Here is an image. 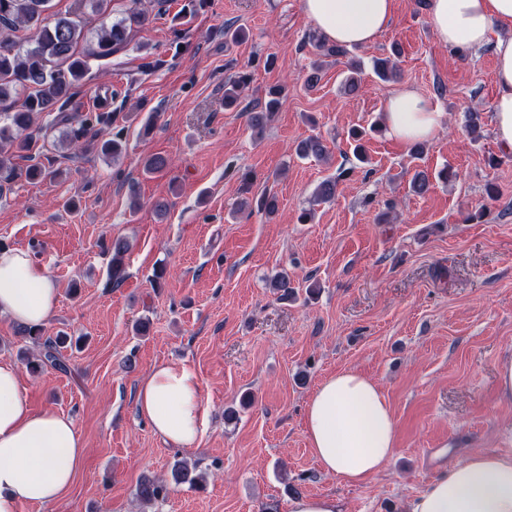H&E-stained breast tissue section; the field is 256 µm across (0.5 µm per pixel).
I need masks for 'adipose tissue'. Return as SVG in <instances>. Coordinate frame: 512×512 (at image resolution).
I'll list each match as a JSON object with an SVG mask.
<instances>
[{
	"instance_id": "obj_1",
	"label": "adipose tissue",
	"mask_w": 512,
	"mask_h": 512,
	"mask_svg": "<svg viewBox=\"0 0 512 512\" xmlns=\"http://www.w3.org/2000/svg\"><path fill=\"white\" fill-rule=\"evenodd\" d=\"M303 9L327 41L372 44L391 25L393 0H303ZM428 22L452 49L491 47L497 94L492 124L497 142L512 150V0H427ZM445 115L429 96L402 87L386 100L383 125L403 144L428 141ZM60 290L22 248L0 250V314L23 325H43ZM141 418L166 443L198 445L207 408L194 373L156 366L136 394ZM309 446L326 472L349 484L378 474L396 448L397 423L380 387L354 369L326 377L305 410ZM85 447L69 417L33 409L18 366L0 360V512L58 500L70 489ZM406 512H512V451L475 452L449 465L405 505Z\"/></svg>"
}]
</instances>
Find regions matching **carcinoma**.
Wrapping results in <instances>:
<instances>
[{"mask_svg": "<svg viewBox=\"0 0 512 512\" xmlns=\"http://www.w3.org/2000/svg\"><path fill=\"white\" fill-rule=\"evenodd\" d=\"M49 3L50 0H0V30L30 31V36L23 43L8 37L0 43V113L6 120L0 125V195L5 187L19 178L36 182L52 174L38 161L22 168L14 159H33V154L41 149L39 141L47 140L48 132L60 126L63 127L61 140L86 153L96 151L115 159L124 151L122 137L118 134L110 139H99L101 132L112 126L114 113L82 114L69 111V107L89 71V60L107 59L124 47L131 26L143 23L146 14L134 10L116 21H104L99 28L92 30L88 28L85 15L90 13L102 19L110 16L112 0H78L71 16L55 18L48 15ZM88 41L93 43L90 51L86 54L79 52V46ZM373 71L384 82L398 76L397 65L389 57L374 59ZM248 80V74L240 72L224 80V106L231 108L239 104ZM286 95V87L274 86L261 110L248 111L249 125L256 133H262ZM44 113L50 117L46 127L33 128L35 118ZM295 152L302 158H321L327 154V148L320 138L312 137L301 141ZM336 189L337 180H323L315 190V201L333 199ZM240 206L267 215L277 211L276 199L265 194L250 202L244 201ZM106 250L111 254L112 283L118 285L126 278L125 256L129 243L117 237L112 239ZM273 286L280 292L279 299L296 298L288 275H275ZM20 334L35 347V354L25 358L30 372L35 373L48 366L64 372L69 370L62 353L69 341L68 336L58 333L53 338L47 337L45 328L35 326L24 327ZM172 478L175 483H186L192 488L205 480L204 474L197 472V467H191L185 461L174 464ZM166 492L165 484L149 479L142 480L137 487V495L145 504L153 503Z\"/></svg>", "mask_w": 512, "mask_h": 512, "instance_id": "carcinoma-1", "label": "carcinoma"}]
</instances>
